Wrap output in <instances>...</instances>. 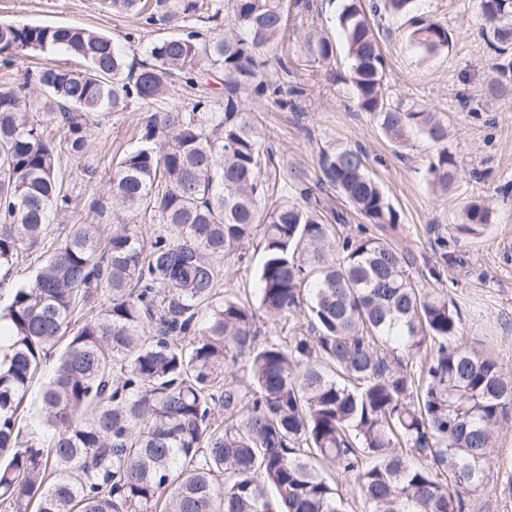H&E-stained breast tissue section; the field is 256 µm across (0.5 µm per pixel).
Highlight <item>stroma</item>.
Returning <instances> with one entry per match:
<instances>
[{
	"label": "stroma",
	"mask_w": 512,
	"mask_h": 512,
	"mask_svg": "<svg viewBox=\"0 0 512 512\" xmlns=\"http://www.w3.org/2000/svg\"><path fill=\"white\" fill-rule=\"evenodd\" d=\"M342 4L343 0L330 5L299 0L290 9L291 24L322 28L338 43L333 63H311L296 38L266 52L271 76L280 77L279 63L287 61L291 84L306 90L295 110L270 101L253 105L275 160L304 167L315 177L321 151L362 149L368 171L382 187L397 221L365 224L342 199L331 197V204L347 214L345 231L365 229L407 254L420 284L447 295L456 305L464 345L492 358L512 376V197L498 193L504 183H512V96L498 99L489 92L497 76L496 60L479 33L478 0H417L416 13L447 23L453 34L448 50L426 58L411 45L405 20H383L378 33L388 102L436 113L448 127L457 177L446 194L426 179L435 148L424 135L412 134L404 146H397L384 137L371 113L356 107L337 22ZM0 20L91 27L122 44L131 59L143 57L163 35L162 30L140 28L135 18L113 12L111 0H0ZM189 104L187 94L176 87L164 99L131 102L124 111L88 125L82 160L61 158L63 189L72 205L55 217L40 254L50 253L70 225L83 223L89 202L102 197L113 164L138 145L145 117ZM478 198L491 202L492 223L477 238L454 242L461 207ZM262 258L260 247L249 244L244 263L225 267V289L257 300ZM465 512H512V423L500 428L488 480L467 497Z\"/></svg>",
	"instance_id": "35a3bbf8"
}]
</instances>
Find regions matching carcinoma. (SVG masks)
I'll return each instance as SVG.
<instances>
[{
	"label": "carcinoma",
	"instance_id": "1",
	"mask_svg": "<svg viewBox=\"0 0 512 512\" xmlns=\"http://www.w3.org/2000/svg\"><path fill=\"white\" fill-rule=\"evenodd\" d=\"M415 0L374 12L407 15ZM144 28L170 26L130 61L107 34L75 25L0 22V65L57 49L82 69L48 65L0 88V270L10 273L69 206L60 154L27 108L36 83L66 150L85 154L91 116L154 101L180 83L224 86L222 111L198 99L154 112L142 145L122 155L106 197L74 224L0 311V508L3 512H345L329 471L354 476L365 512H464L512 421V378L462 346L456 307L428 293L392 244L340 234L346 223L320 195L329 186L368 224L397 215L360 149L320 157L321 177L270 168L272 152L245 102L302 96L265 72L286 33L288 0H225L227 28L178 24L183 0H112ZM481 33L501 72L512 71V0H480ZM358 108L392 142L416 129L435 145L429 183L446 193L456 161L448 130L426 110L385 101L384 58L357 0L339 18ZM410 43L449 48L445 23L411 18ZM312 61L333 41L309 30ZM293 186L303 203L275 190ZM329 210L334 223L325 222ZM112 213L117 223L108 226ZM150 213L151 232L124 217ZM493 210L464 205L456 240L483 233ZM259 238V306L225 293L223 264L243 262ZM267 319H294L268 336ZM59 354H54L58 344ZM420 376L404 358L430 348ZM56 355L40 394L42 434L25 429L23 400Z\"/></svg>",
	"mask_w": 512,
	"mask_h": 512
}]
</instances>
